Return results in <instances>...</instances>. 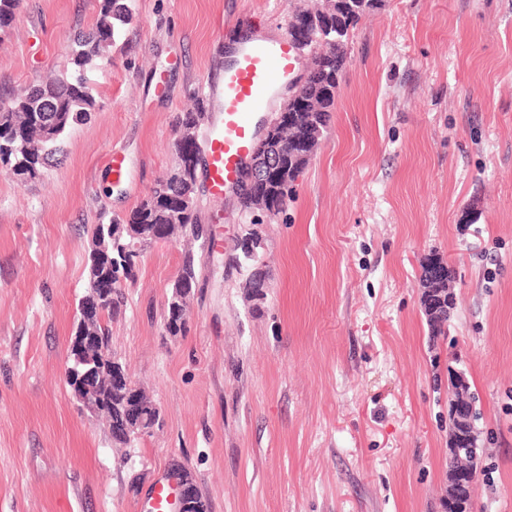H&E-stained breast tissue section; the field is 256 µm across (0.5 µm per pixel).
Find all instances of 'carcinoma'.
Segmentation results:
<instances>
[{"instance_id":"obj_1","label":"carcinoma","mask_w":512,"mask_h":512,"mask_svg":"<svg viewBox=\"0 0 512 512\" xmlns=\"http://www.w3.org/2000/svg\"><path fill=\"white\" fill-rule=\"evenodd\" d=\"M133 0H99V17L95 28L78 35L72 50L73 71L66 77L49 76L31 86L23 95L10 101L0 100V162L11 166L18 176L34 179L49 166L54 156L61 152V138L72 125L85 121L95 110V98L87 86L84 70L101 58L119 33L120 26L132 18ZM340 16L326 15L328 7L319 5L296 9L292 12L288 29L308 25L318 31L301 43L305 49V70L310 74L307 102L293 110L294 120L281 128L280 135L288 140V155L294 164L288 169V177L265 189L271 204V215L282 211L295 194L296 181L306 167L314 149L327 131L334 110L339 75L343 65L337 59L346 58L342 45L350 39L363 17L377 7L378 0H342ZM22 0H0V30L14 22ZM337 38L336 51H327L323 38ZM208 111L206 100L197 95L192 104L176 116L175 142L177 161L156 183L151 194L122 218L100 216L91 227L93 247L87 263L86 294L81 298L80 310L83 321L75 332H84L97 338L98 345L112 351V318L121 314L125 303L124 288L112 289L107 300H102L96 290V282L104 278L134 284L137 279L140 253L124 254L129 232L147 239L161 227L166 237L184 240L186 246L176 279L171 284L165 313L168 323L163 325L169 336H184L188 323L184 319L187 301L195 294L200 283L201 256L195 244L206 238L207 228L201 224L196 206L197 154L200 144L186 142L180 137L184 130L198 133L200 120ZM261 237L253 228L245 230L237 241V265L258 263ZM438 262L432 260L423 266L421 282L424 314L434 335L445 334V326L455 308L454 293L448 291L447 281L453 270L447 269V280L434 276ZM135 398L137 406L150 416V422L160 425L161 408L144 389L133 386L118 388L102 379L90 397L86 410L102 421L109 431L112 444L118 448L129 446L138 439L136 432L121 431L117 422L116 406L126 396ZM479 412L469 415L465 423L468 445L448 448V472L460 464L478 472L480 459L478 425ZM453 418V399H448V436L463 428Z\"/></svg>"}]
</instances>
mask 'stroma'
Wrapping results in <instances>:
<instances>
[{"instance_id":"obj_1","label":"stroma","mask_w":512,"mask_h":512,"mask_svg":"<svg viewBox=\"0 0 512 512\" xmlns=\"http://www.w3.org/2000/svg\"><path fill=\"white\" fill-rule=\"evenodd\" d=\"M289 0H134L87 69L96 99L39 178L0 164V512H137L181 462L209 512H444L448 387L482 414L473 512H512V0H380L349 40L326 136L273 219L198 187L204 285L189 331L162 329L181 265L148 248L112 351L162 409L127 448L65 377L89 228L135 208L176 160L175 118L224 44L287 32ZM98 0H23L0 32V97L71 71ZM125 156L130 180L109 159ZM263 239V301L233 266ZM454 271L448 333L421 306L429 259ZM261 237L254 228H248L237 241V250L240 254L236 257V263L242 266V261L248 262L252 267L258 263L260 249H262Z\"/></svg>"}]
</instances>
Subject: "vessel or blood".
<instances>
[{"instance_id": "1", "label": "vessel or blood", "mask_w": 512, "mask_h": 512, "mask_svg": "<svg viewBox=\"0 0 512 512\" xmlns=\"http://www.w3.org/2000/svg\"><path fill=\"white\" fill-rule=\"evenodd\" d=\"M302 51L289 36L250 28L224 47L222 73L208 87L214 117L201 144L208 193L238 199L256 144L277 95L301 68ZM173 487L156 479L145 493L151 512H172Z\"/></svg>"}]
</instances>
